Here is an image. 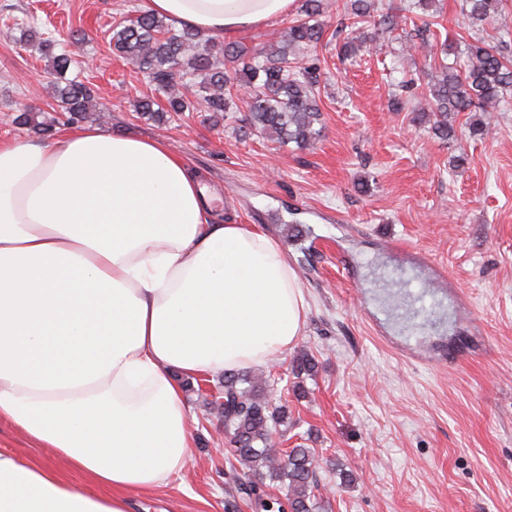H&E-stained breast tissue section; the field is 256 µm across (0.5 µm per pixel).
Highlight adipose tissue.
<instances>
[{"label": "adipose tissue", "mask_w": 512, "mask_h": 512, "mask_svg": "<svg viewBox=\"0 0 512 512\" xmlns=\"http://www.w3.org/2000/svg\"><path fill=\"white\" fill-rule=\"evenodd\" d=\"M294 0H148L231 39ZM202 179L158 138L77 125L0 143V512H128L188 465L183 379L261 366L303 334L284 244L214 219ZM0 450L14 451L35 462L42 461L49 456L46 449L34 448L6 422L0 423Z\"/></svg>", "instance_id": "obj_1"}]
</instances>
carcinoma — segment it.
Returning a JSON list of instances; mask_svg holds the SVG:
<instances>
[{
  "label": "carcinoma",
  "instance_id": "carcinoma-1",
  "mask_svg": "<svg viewBox=\"0 0 512 512\" xmlns=\"http://www.w3.org/2000/svg\"><path fill=\"white\" fill-rule=\"evenodd\" d=\"M378 0H344L340 26L348 30L339 43L341 57H356L365 41ZM503 0H462V14L468 31L476 34L499 13ZM324 0H304L299 17L291 22L281 39L251 47L214 42L196 30L167 22L147 10L122 14L112 22L110 43L115 53L143 73L154 92L142 94L135 111L143 118L167 121L185 112H208L219 119L226 112L240 111L245 105L246 124L273 142H293L303 148L311 145L320 131L318 84L325 24ZM19 43L33 46L51 59V84L55 111L66 123L75 125L96 111L92 89L80 75L67 77L76 68L74 54L58 48L50 33L26 25L20 27ZM455 60L433 59L436 74L431 76L426 106L419 108L431 122L433 134L451 139L454 128L450 117L459 112H497L503 95L512 91V57L484 45L473 37L460 40ZM309 50L302 64L297 52ZM35 112L23 109L16 123L33 126L40 134L52 132L59 118L41 122ZM292 391L305 393L300 375L316 368L313 357L294 358ZM275 375L253 370L225 372L221 382V414L224 430L231 436L227 461L231 469L241 467L244 482L240 490L255 494L268 477L284 490L290 512H319L324 507L318 493L320 479L315 452L310 448H279L277 427L288 418V402L273 397Z\"/></svg>",
  "mask_w": 512,
  "mask_h": 512
}]
</instances>
